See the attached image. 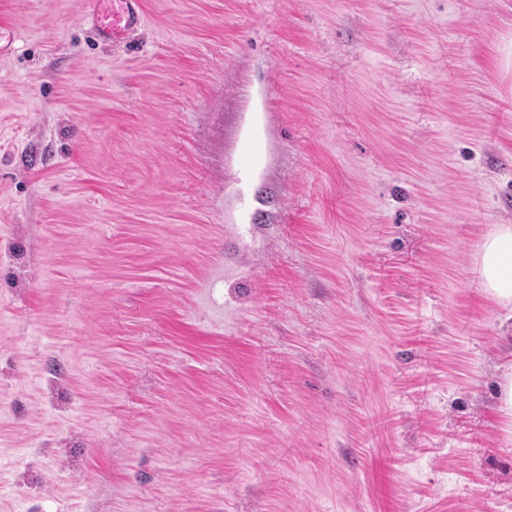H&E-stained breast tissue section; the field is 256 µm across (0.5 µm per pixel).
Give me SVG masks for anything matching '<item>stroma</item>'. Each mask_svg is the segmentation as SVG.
<instances>
[{
  "label": "stroma",
  "instance_id": "stroma-1",
  "mask_svg": "<svg viewBox=\"0 0 512 512\" xmlns=\"http://www.w3.org/2000/svg\"><path fill=\"white\" fill-rule=\"evenodd\" d=\"M2 7L0 512H512V0ZM83 18L96 39L123 44L143 23L144 5L142 0H85ZM483 291L497 305H512V225L498 224L485 238L474 263ZM498 410L512 424V367L509 365L501 376L499 384Z\"/></svg>",
  "mask_w": 512,
  "mask_h": 512
}]
</instances>
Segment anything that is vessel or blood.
Wrapping results in <instances>:
<instances>
[{"label": "vessel or blood", "mask_w": 512, "mask_h": 512, "mask_svg": "<svg viewBox=\"0 0 512 512\" xmlns=\"http://www.w3.org/2000/svg\"><path fill=\"white\" fill-rule=\"evenodd\" d=\"M84 21L96 39L125 43L144 21L143 0H85Z\"/></svg>", "instance_id": "1"}]
</instances>
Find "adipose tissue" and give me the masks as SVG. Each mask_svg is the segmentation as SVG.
I'll use <instances>...</instances> for the list:
<instances>
[{
	"mask_svg": "<svg viewBox=\"0 0 512 512\" xmlns=\"http://www.w3.org/2000/svg\"><path fill=\"white\" fill-rule=\"evenodd\" d=\"M474 273L487 296L497 305L512 306V225L499 224L485 238Z\"/></svg>",
	"mask_w": 512,
	"mask_h": 512,
	"instance_id": "adipose-tissue-1",
	"label": "adipose tissue"
}]
</instances>
